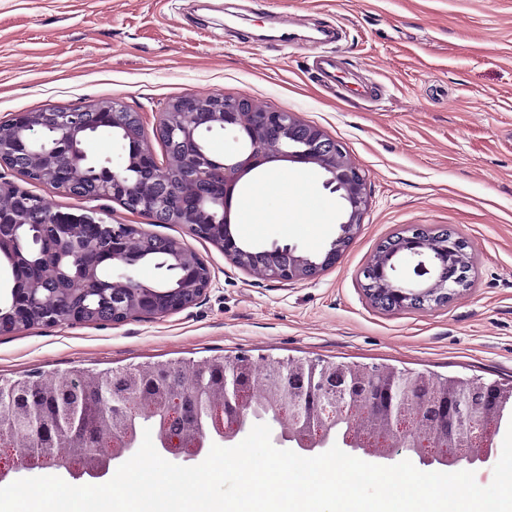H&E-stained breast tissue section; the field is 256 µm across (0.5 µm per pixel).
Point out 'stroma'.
Returning <instances> with one entry per match:
<instances>
[{
  "instance_id": "1",
  "label": "stroma",
  "mask_w": 512,
  "mask_h": 512,
  "mask_svg": "<svg viewBox=\"0 0 512 512\" xmlns=\"http://www.w3.org/2000/svg\"><path fill=\"white\" fill-rule=\"evenodd\" d=\"M272 12L287 17L293 44L275 38ZM320 27L339 29L342 69L376 97L326 88L313 67ZM188 93L245 97L340 141L370 186L359 235L335 268L282 284L180 225L92 201L105 223L187 239L211 270L206 297L161 319L0 335V379L246 354L512 383V0H0V122L119 101L140 113L142 145L161 159L155 128ZM273 176L268 219L247 244L319 253L342 200L320 168L286 161L245 175L236 196ZM300 190L310 213L327 209L322 227L277 223ZM414 225L460 237L474 284L432 309L378 310L359 271L381 241Z\"/></svg>"
}]
</instances>
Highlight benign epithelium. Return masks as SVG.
<instances>
[{
  "mask_svg": "<svg viewBox=\"0 0 512 512\" xmlns=\"http://www.w3.org/2000/svg\"><path fill=\"white\" fill-rule=\"evenodd\" d=\"M95 127L124 131L133 149L120 168L135 170L136 179L89 163L86 144ZM215 128L245 134L248 148L222 161L215 159L200 147V132ZM156 134L175 163L163 164L144 149L140 114L112 100L18 112L0 125V168L29 182L49 183L79 202L108 199L156 224H180L189 235L223 251L238 268L284 283L312 280L336 266L361 230L369 202L365 173L347 159L339 141L292 112L260 109L244 97L189 93L161 114ZM296 140L308 149H285ZM285 159L323 169L328 175L324 187L347 202L336 236L318 255L276 241L247 247L235 237L228 220L229 201L241 178ZM143 231L136 224H103L89 213L54 212L0 172V261L11 270L22 262L42 267L65 260L82 284L71 288L66 283L48 293L30 287L0 294V334L39 326L160 319L205 297L211 270L183 239L171 240L175 277L167 287L124 273L112 292L98 288L102 248L111 249L113 265L132 270L148 255V249L134 244ZM463 253L465 244L448 230L433 233L426 226L410 227L378 245L375 257L359 272L362 289L373 306L387 312L445 304L467 287ZM402 263L412 267L416 282L398 276ZM264 367V375H255L254 362L245 355L234 358L233 370H224L220 379L209 360L194 367L202 379L197 396L205 397L212 410L211 430L205 437L196 426L195 401L185 389L190 373L165 369L168 401L157 416L156 451L183 462L205 457L212 445L231 443L250 430L258 421L255 407L261 404L273 415L274 442L282 447L294 443L319 455L329 449L338 421L356 419L361 425L348 428L345 452H370L376 459L390 460L408 451L424 465L464 461L487 473L493 466L492 414L512 398V386L497 381L411 375L386 366L368 369L269 358ZM154 374L144 368L136 376L112 379V385L120 387L121 400L130 407L153 397L145 381ZM17 418L15 410L0 413V482L12 473L52 467L65 470L75 482H104L112 468L138 451L132 410L112 420L106 438L93 427L69 437L61 447L76 442L81 452L67 457L42 452L47 444L60 441L58 431L48 425L32 429L26 447L14 445Z\"/></svg>",
  "mask_w": 512,
  "mask_h": 512,
  "instance_id": "benign-epithelium-1",
  "label": "benign epithelium"
}]
</instances>
